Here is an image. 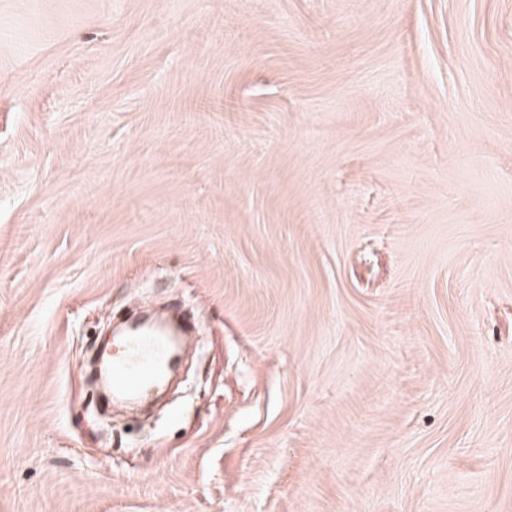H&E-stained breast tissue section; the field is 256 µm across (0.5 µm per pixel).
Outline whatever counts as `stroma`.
<instances>
[{"label":"stroma","instance_id":"35a3bbf8","mask_svg":"<svg viewBox=\"0 0 512 512\" xmlns=\"http://www.w3.org/2000/svg\"><path fill=\"white\" fill-rule=\"evenodd\" d=\"M0 512H512V0H0ZM195 330L190 321L175 326L129 324L120 344L123 354L113 357L108 369L112 399L151 396L181 355L184 338Z\"/></svg>","mask_w":512,"mask_h":512}]
</instances>
